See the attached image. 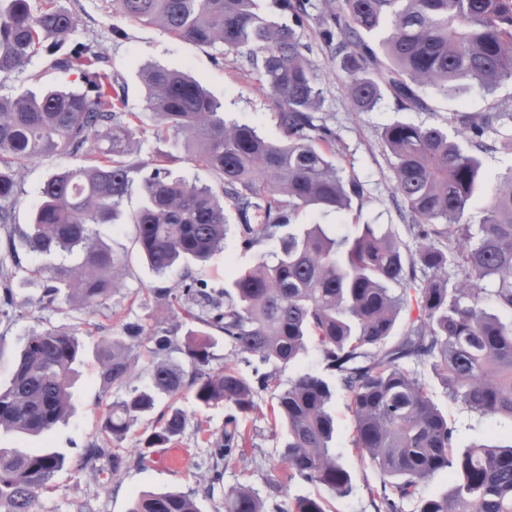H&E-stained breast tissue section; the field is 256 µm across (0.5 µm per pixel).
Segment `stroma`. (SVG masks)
<instances>
[{"instance_id":"1","label":"stroma","mask_w":512,"mask_h":512,"mask_svg":"<svg viewBox=\"0 0 512 512\" xmlns=\"http://www.w3.org/2000/svg\"><path fill=\"white\" fill-rule=\"evenodd\" d=\"M62 3L80 16L75 40L97 39L105 54V67L124 81L128 107L140 116L141 158L169 153L174 157L171 165L174 176L190 183L211 181L204 170L186 161L184 149L175 147L172 136L157 133L155 118L145 109L144 90L138 79L139 67L148 62L188 71L222 103L227 119L257 127L269 140L282 141L273 100L260 90L252 77L236 71L231 59L220 56L213 48L176 39L163 28L153 25L124 21L118 24L120 34H113L112 27L116 24L107 12L104 0H62ZM311 60L323 90L320 113L342 142L336 162L363 184L364 198L348 213H319L312 217L302 214L297 218L298 223L322 224L337 235L353 234L361 225L371 224L395 235L407 246H414L413 233L391 201L393 169L392 158L382 142L385 128L395 122L439 125L449 112L460 107L478 110L496 100L512 101V84L503 85L490 94L474 87L454 101L434 95L430 98L432 109L428 112L397 110L388 97L383 98L373 111L361 112L348 96L346 75L338 61L318 50L313 51ZM481 162V183L464 216L465 223L474 228L482 222L487 194L503 176L512 172V151L499 148L483 153ZM84 163V157L60 155L29 164L17 181L9 226L11 233L17 235L26 229L38 202L39 190L52 172L65 167H80ZM98 232L109 248L125 254L128 259L123 286L113 293L104 307L96 313H88L77 309L73 301L63 296L55 308H42V283L29 279L25 269L35 264L47 268L53 260L34 258L22 248L18 254L23 268L12 279L14 305L9 316L0 317L2 386L8 383L17 353L31 332L63 328L76 333L80 339L81 352L71 386L69 417L40 436L0 433V448H40L65 460L64 468L56 473L42 494L39 512H75L74 506L78 503L87 504L90 512H128L135 494L195 489L200 474L211 469L213 464L209 448L201 443L195 429L201 425L210 432L221 433L228 413L227 405L201 407L192 394L182 395L178 405L186 415L187 427L175 443L176 448L186 450L188 454L182 469L169 468L159 449L145 462H130L113 478L108 473L80 466L85 448L101 431L103 407L117 396L116 390L105 387L99 376L97 355L101 338L116 335L126 322L139 323L149 330L169 326L173 321L172 314L154 301L143 300L142 295L150 288L175 286L180 277L176 271L161 277L150 269L135 242L133 225L105 224L99 226ZM237 237L236 228H229L222 251L216 252L206 263L189 266L190 272L214 291H223L229 281L227 263L247 267L255 260L257 252L238 248ZM421 377L426 381L435 405L447 417L449 425L455 427L461 444H505L512 440V423L480 416L461 402L451 400L430 369H422ZM257 403V410L243 422L248 432L244 456L225 461L221 467L222 477L215 484L213 493L197 499L200 512H224L225 492L241 484L250 485L258 493L265 502L266 512H288L289 504L298 496L326 497L330 512H374L370 490L379 486L380 476L370 465L360 461L352 446L351 413L341 389L333 391L331 411L337 424L332 446L352 478V491L343 498L327 497L325 489L319 485L286 482L278 458L285 433L270 417L271 394H261Z\"/></svg>"}]
</instances>
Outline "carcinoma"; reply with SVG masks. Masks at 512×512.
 Here are the masks:
<instances>
[{"mask_svg":"<svg viewBox=\"0 0 512 512\" xmlns=\"http://www.w3.org/2000/svg\"><path fill=\"white\" fill-rule=\"evenodd\" d=\"M112 17L153 24L171 35L220 49L255 77L275 102L285 140L273 142L255 127L228 123L221 105L187 73L162 65L140 69L146 109L158 130L181 141L188 158L207 170L212 185L171 178L173 156L150 162L139 151V116L127 109L125 86L102 65L101 45L76 43L57 56L75 32L78 16L60 0H0V86L23 73L35 57L73 76L83 88L0 95V224L12 221L16 177L28 164L60 154L88 164L61 168L43 183L23 233L37 256L78 254L43 283L40 303L55 305L62 291L78 307L95 312L122 287L126 263L99 238L97 227L116 224L124 200L140 190L132 218L139 249L158 275L204 262L224 248L226 211L238 220L240 246L250 251L276 238L306 211L344 212L364 197L363 185L336 165L341 139L320 115L322 89L303 41L313 24L321 49L340 59L348 95L361 112L391 97L398 110L430 112L425 90L446 100L478 86L488 93L512 84V0H274L288 14L280 22L259 0H105ZM385 32L379 46L366 40ZM441 126L396 122L383 134L393 158L392 200L414 231L416 249L370 225L354 236L331 237L321 224H302L282 238L268 258L234 270L224 293L215 294L186 272L174 288L147 296L182 312L178 328L151 333L135 323L123 335L101 340L100 379L122 394L102 413L101 438L91 442L84 464L107 461L118 475L128 459L121 444L158 398L169 403L150 432L134 443L144 459L185 432L177 406L185 392L198 405L232 408L220 435L208 434L212 475L197 493L210 494L219 466L244 454L241 417L269 392L286 431L280 454L286 480L319 484L337 497L352 488L350 472L333 453V391L305 372L282 385L278 372L316 344L336 374L352 413V443L377 470L370 490L375 512H402L420 498L419 512H512V444L456 446L454 429L432 402L419 368L428 367L448 392L471 411L512 421V172L487 197L478 237L463 223L481 178L477 152L512 149V133L491 143L486 135L512 129V102L483 110H455ZM453 257L460 278L448 287L441 276ZM430 271L419 282L417 271ZM13 304L10 271L0 260V308ZM415 308L394 342L401 311ZM235 356L256 358L268 370L246 378L235 365L209 367L214 337ZM145 348L151 382L133 384L134 352ZM79 351L75 334L48 328L26 339L9 384L0 387V430L41 435L71 408V375ZM181 358L173 357V353ZM64 458L41 450L0 448V512H38L39 498ZM446 474L451 489L428 498L421 484ZM129 512H199L182 492H144ZM224 512H266L248 485L224 494ZM288 512H329L319 497H297Z\"/></svg>","mask_w":512,"mask_h":512,"instance_id":"1","label":"carcinoma"}]
</instances>
